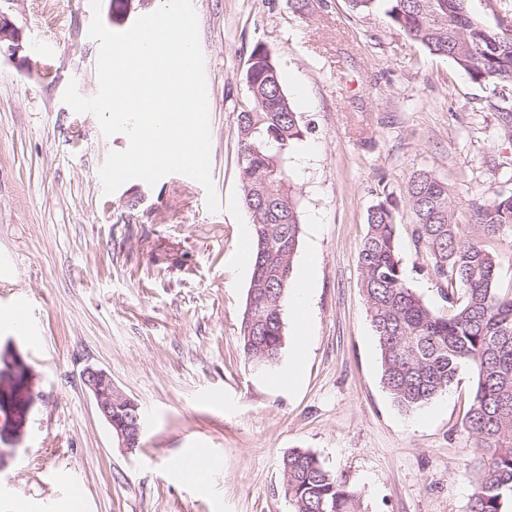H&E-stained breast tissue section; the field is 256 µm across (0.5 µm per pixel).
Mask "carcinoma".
I'll list each match as a JSON object with an SVG mask.
<instances>
[{
	"label": "carcinoma",
	"mask_w": 512,
	"mask_h": 512,
	"mask_svg": "<svg viewBox=\"0 0 512 512\" xmlns=\"http://www.w3.org/2000/svg\"><path fill=\"white\" fill-rule=\"evenodd\" d=\"M351 9H384L394 27L433 56L451 60L495 94L512 88V24L492 27L468 0H349ZM249 102L238 114L242 201L252 230V273L239 346L260 371L281 358L283 302L291 286L301 232L295 191L284 160L304 131L270 52L257 46L245 72ZM470 239L457 232L448 185L412 174L406 205L416 247L429 272L449 286L450 312L437 315L406 282L399 256L397 202L371 206L358 252L367 314L381 351V380L394 401L414 411L447 391L459 370L477 374L464 425L473 439L476 489L470 512H504L512 500V292L497 288L498 266L481 240L512 232V192L481 193ZM292 512H365L347 481L317 456L294 449L281 464Z\"/></svg>",
	"instance_id": "obj_1"
}]
</instances>
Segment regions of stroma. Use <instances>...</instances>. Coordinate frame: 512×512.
Masks as SVG:
<instances>
[{"instance_id": "obj_1", "label": "stroma", "mask_w": 512, "mask_h": 512, "mask_svg": "<svg viewBox=\"0 0 512 512\" xmlns=\"http://www.w3.org/2000/svg\"><path fill=\"white\" fill-rule=\"evenodd\" d=\"M212 87L211 176L240 194L237 116L251 50L264 46L306 129L288 155L301 210L294 275L307 258L308 346L298 384L271 385L237 337L247 290L228 266L239 226L210 212L181 174L104 194L98 171L125 150L63 100L97 93L90 0H0L23 48L0 54V307L26 299L42 336L0 320V512H292L282 457L314 453L347 478L365 512H469L472 439L463 422L473 368L408 412L381 381L358 250L378 199L399 200L410 288L438 314L440 286L413 244L410 176L448 185L459 235L488 188L512 189V131L501 99L348 0H191ZM93 364L145 418L140 448H119L81 372ZM219 462L200 479L173 463Z\"/></svg>"}]
</instances>
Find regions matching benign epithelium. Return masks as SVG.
<instances>
[{"label":"benign epithelium","mask_w":512,"mask_h":512,"mask_svg":"<svg viewBox=\"0 0 512 512\" xmlns=\"http://www.w3.org/2000/svg\"><path fill=\"white\" fill-rule=\"evenodd\" d=\"M23 48L22 31L5 15L0 13V51L12 55ZM83 386L94 398L96 409L108 425L113 427L112 434L117 439L118 447L133 453L141 446L143 421L138 404L114 385L112 377L103 369L86 365L81 372ZM125 413L119 424L113 422L112 411Z\"/></svg>","instance_id":"obj_1"}]
</instances>
